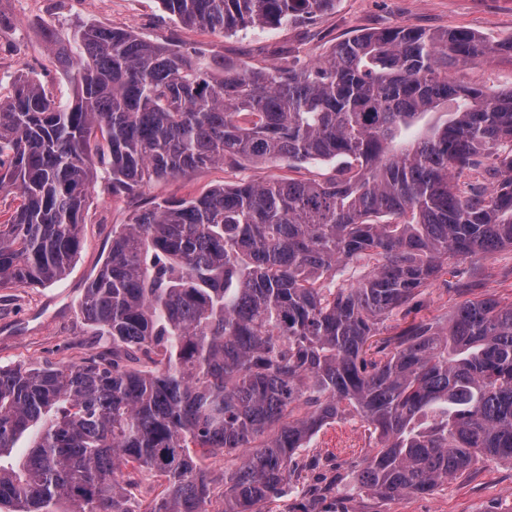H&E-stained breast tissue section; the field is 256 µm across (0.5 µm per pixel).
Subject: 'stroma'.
<instances>
[{"label": "stroma", "instance_id": "stroma-1", "mask_svg": "<svg viewBox=\"0 0 512 512\" xmlns=\"http://www.w3.org/2000/svg\"><path fill=\"white\" fill-rule=\"evenodd\" d=\"M128 29L155 42L177 43L218 55L238 65L265 68L278 50L304 61L324 58L337 42L359 31L388 26L444 30L465 28L489 40L512 37V0H337L294 26L213 32L189 28L167 13L160 0H0V89L9 90L19 73L41 79L58 97H72L67 78L56 71L41 35L49 24L70 33L85 23ZM456 78L491 89L512 88V59L492 58L460 69ZM332 164L242 161L207 166L150 184L134 197H115L96 186L84 214L82 245L67 275L45 285L0 290V366L65 365L103 352L79 312L91 276L112 242V230L133 213L162 199L194 196L243 180L315 179L332 175ZM512 300V248L486 257L451 261L450 271L423 289L422 316L447 322L465 300ZM370 452V439L358 418L323 427L301 451L299 467L280 496L263 512H297L313 503L315 512H512V464L480 459L457 478L426 494L393 500L367 495L357 474Z\"/></svg>", "mask_w": 512, "mask_h": 512}]
</instances>
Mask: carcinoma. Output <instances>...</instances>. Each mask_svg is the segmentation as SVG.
<instances>
[{"label": "carcinoma", "mask_w": 512, "mask_h": 512, "mask_svg": "<svg viewBox=\"0 0 512 512\" xmlns=\"http://www.w3.org/2000/svg\"><path fill=\"white\" fill-rule=\"evenodd\" d=\"M189 27L281 28L335 0H161ZM42 38L73 96L19 76L0 97V288L62 280L98 182L114 196L222 163L338 161L324 183L240 182L164 199L112 230L81 314L112 359L0 367V512H261L345 415L386 498L479 458L512 462V302L416 319L448 259L512 247V88L450 75L512 38L390 27L263 70L126 29ZM448 121L406 144L427 112ZM363 274L336 284V267ZM393 318V333L379 325ZM28 446L8 466L22 436ZM224 461V480L198 460Z\"/></svg>", "instance_id": "carcinoma-1"}]
</instances>
